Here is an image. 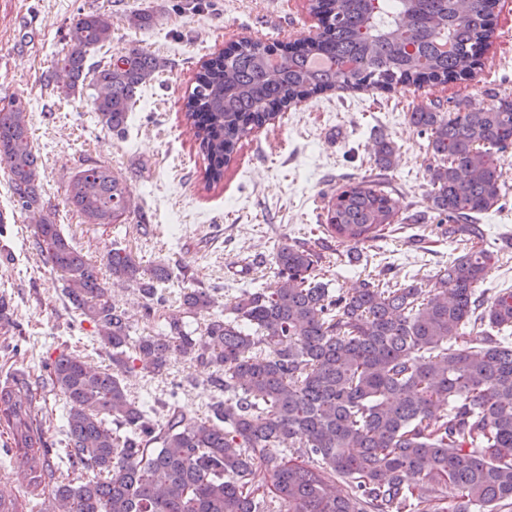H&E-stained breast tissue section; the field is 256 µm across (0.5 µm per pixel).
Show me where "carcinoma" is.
<instances>
[{
    "instance_id": "obj_1",
    "label": "carcinoma",
    "mask_w": 512,
    "mask_h": 512,
    "mask_svg": "<svg viewBox=\"0 0 512 512\" xmlns=\"http://www.w3.org/2000/svg\"><path fill=\"white\" fill-rule=\"evenodd\" d=\"M497 0H308L320 19L314 37L285 46L246 39L204 61L188 92L184 120L205 168L204 187L224 181L243 139L276 112L309 97L347 90L392 91L466 79L493 43ZM158 14L128 17L135 30ZM112 43V15L80 13L46 75L69 97L84 88L98 123L125 133L138 89L160 61L135 44L104 65L88 54ZM429 135L427 211L401 216L379 179L346 183L323 207L327 235L353 250L393 224L425 231L448 222L453 256L434 278L405 284L365 278L338 294L322 256L284 243L273 256L279 288L245 290L214 311L206 288L181 287L169 302L174 269L145 268L111 248L92 259L64 234L42 195L41 157L31 140L27 102L0 109V169L13 209L33 226V244L58 273L62 296L94 328L110 365L64 352L42 387L63 396L66 447L52 461L46 419L30 376L0 385V423L11 431L17 473L37 500L29 510L0 499V512H487L512 508V289L477 293L492 254L476 216L499 202L496 153L512 146V98L489 109L410 113ZM386 172L397 148L372 135ZM65 201L92 226L141 216L126 180L106 165L77 171ZM133 284L164 332L132 335L109 284ZM202 319L199 334L184 318ZM178 353L212 369L207 416L175 401L131 394L124 376H159ZM317 459L319 468L295 462ZM349 480L345 490L329 485ZM448 495V510L419 486Z\"/></svg>"
}]
</instances>
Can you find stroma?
I'll list each match as a JSON object with an SVG mask.
<instances>
[{"mask_svg":"<svg viewBox=\"0 0 512 512\" xmlns=\"http://www.w3.org/2000/svg\"><path fill=\"white\" fill-rule=\"evenodd\" d=\"M108 9L112 43L91 50V61H106L130 42L157 57L162 66L137 92L125 135L101 129L89 92L66 99L46 87L45 75L62 37L78 13ZM150 9L159 23L146 30L127 24L131 13ZM498 34L473 77L386 92H333L288 108L275 123L245 139L224 173V184L205 191L204 163L183 120L185 98L201 62L245 37L291 42L316 34L320 24L306 0H0V106L18 94L28 103L31 138L44 170L43 198L55 205L57 221L85 252L97 256L118 245L136 252L143 266L180 264L189 285L212 289L217 305L243 287L273 290L267 274L276 248L305 242L331 255L333 242L318 225L327 197L346 182L375 177L373 132L397 147L387 177L400 212L425 209L430 190L428 139L409 122L414 106L455 110L457 104L487 109L512 97V0H498ZM107 164L122 174L149 225L93 227L66 206L65 180L78 169ZM507 189L500 209L481 215L494 258L480 289L493 297L512 287V147L498 155ZM0 297L13 310L16 329L0 332V380L13 370L39 380L43 364L58 352L103 367L109 357L92 343V327L72 316L58 274L40 261L26 217L11 208L7 176L0 171ZM448 238L433 231L418 239L404 228L366 243L359 263L341 261L330 271L333 289L356 285L364 271L380 277H434L448 264ZM209 374L179 355L167 373H140L125 381L133 395L151 386L164 397L185 382L177 402L188 414L204 413L213 395Z\"/></svg>","mask_w":512,"mask_h":512,"instance_id":"obj_1","label":"stroma"}]
</instances>
